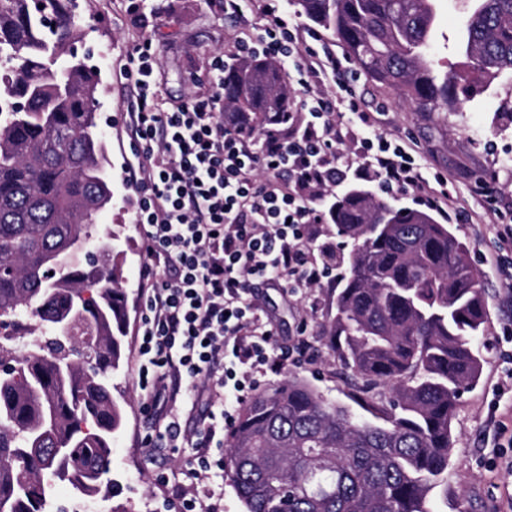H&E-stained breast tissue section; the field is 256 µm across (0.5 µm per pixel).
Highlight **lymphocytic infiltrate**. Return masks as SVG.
<instances>
[{
  "mask_svg": "<svg viewBox=\"0 0 512 512\" xmlns=\"http://www.w3.org/2000/svg\"><path fill=\"white\" fill-rule=\"evenodd\" d=\"M299 43L265 5L256 34L215 59L216 92L171 109L157 99L150 46L134 48L124 69L138 90L124 172L139 194L131 221L144 245L139 385L158 404L169 382L191 390L214 381L223 398L194 433L203 472L224 466L222 434L256 383L250 368L278 373L293 356L256 314L251 288H318L334 277L336 244L315 232L326 221V188L370 183L443 219L467 217L446 178L383 136L355 95L341 112L315 93L331 80L348 84L349 71L328 49ZM249 56L292 64L309 92L301 111L271 113L260 127L251 113L226 115L223 71Z\"/></svg>",
  "mask_w": 512,
  "mask_h": 512,
  "instance_id": "1",
  "label": "lymphocytic infiltrate"
}]
</instances>
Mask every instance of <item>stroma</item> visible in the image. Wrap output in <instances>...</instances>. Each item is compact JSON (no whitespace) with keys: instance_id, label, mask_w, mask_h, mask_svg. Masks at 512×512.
I'll return each instance as SVG.
<instances>
[{"instance_id":"1","label":"stroma","mask_w":512,"mask_h":512,"mask_svg":"<svg viewBox=\"0 0 512 512\" xmlns=\"http://www.w3.org/2000/svg\"><path fill=\"white\" fill-rule=\"evenodd\" d=\"M79 23L86 35L79 52H90L101 71L100 122L106 132L112 173V207L101 218L104 232L115 234L116 260L127 301L126 359L112 376V395L122 401L124 419L112 440L111 477L118 486L106 499L109 512H166V501L203 498L207 489H222L223 512H244L230 474L214 470L193 479L197 451L190 442L175 448H154L144 438L156 430L151 409L142 401L139 362L133 331L140 290L138 268L143 244L130 222L136 202L123 179L129 152L130 114L135 109L132 85L119 69L133 46L151 40L156 77L164 106L177 105L191 94L214 92L211 79L214 56L224 54L237 37L257 21L254 0H242L241 18L220 15L206 0H147L143 16L128 13L126 0H78ZM468 7L467 0H440L439 23L432 48L436 70L457 62L455 42ZM361 107L381 115L380 128L392 139H403L421 155L428 172L448 177V190L464 208L481 214L478 224H453L458 239L468 247V258L482 279L488 319L476 342L482 356L478 384L464 393L453 421L456 443L449 452L445 490L431 498L437 512H512V253L504 252L496 237L499 224L512 220V74L475 86L458 111H414L388 88L359 77L354 85ZM494 181L499 200L488 206L472 192L475 182ZM334 289L321 288L311 296H286L267 288L253 291L254 300L272 314L281 337L304 330L309 343L306 358L277 374L262 377L267 390L301 378L330 401L346 405L356 379L339 365L324 334L334 308ZM210 388L199 384L194 392H178L166 410L183 432L197 428L209 407Z\"/></svg>"}]
</instances>
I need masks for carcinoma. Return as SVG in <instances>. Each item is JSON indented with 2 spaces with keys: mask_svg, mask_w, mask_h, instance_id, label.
<instances>
[{
  "mask_svg": "<svg viewBox=\"0 0 512 512\" xmlns=\"http://www.w3.org/2000/svg\"><path fill=\"white\" fill-rule=\"evenodd\" d=\"M435 2L296 0L368 79L420 112H455L474 76L512 72V0H469L463 68L442 74L430 61ZM42 5L0 0V328L10 329L0 364L16 366L0 373V512H67L61 484L79 501L113 492L122 424L112 398L125 355L122 273L100 224L112 204L101 77L73 53L75 0ZM285 84L278 66L244 58L224 72V111L261 124L290 111ZM330 221L350 248L328 345L362 380L360 412L302 380L256 394L227 448L236 494L245 512H435L452 421L482 368L479 275L448 225L366 188L336 196ZM76 240L88 253L79 265L66 261Z\"/></svg>",
  "mask_w": 512,
  "mask_h": 512,
  "instance_id": "cac0c4a2",
  "label": "carcinoma"
}]
</instances>
